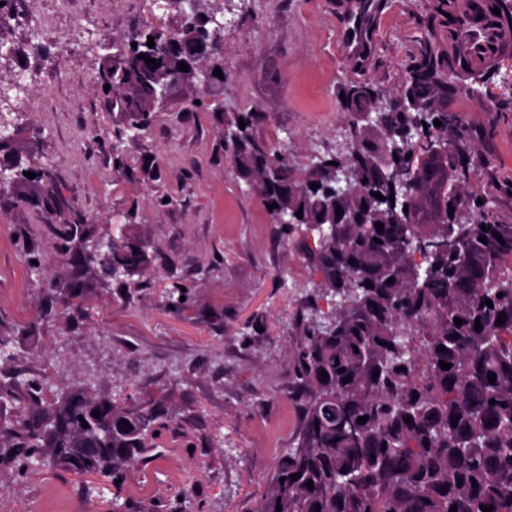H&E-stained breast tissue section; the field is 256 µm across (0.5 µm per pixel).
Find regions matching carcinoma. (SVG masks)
Listing matches in <instances>:
<instances>
[{"mask_svg":"<svg viewBox=\"0 0 512 512\" xmlns=\"http://www.w3.org/2000/svg\"><path fill=\"white\" fill-rule=\"evenodd\" d=\"M200 22L185 13L178 30L137 34L99 59L100 86H110L133 136H144L162 111L161 86L179 82L180 64L197 56ZM443 54L427 36L395 99L365 79L348 84L346 106L356 119L335 147L312 149L301 168L255 137L254 114L224 127L248 189L263 205L278 204L270 211L278 231L313 240L307 253L320 277L304 290L311 307L293 336L302 431L283 449L257 512H450L453 505L512 512V224L489 219L488 195L460 189L471 174L459 152L463 119L432 106L448 90ZM449 168L455 183L444 175ZM0 173V187L29 196L26 176ZM84 243L133 299L132 277L148 271L154 243L126 234ZM18 357L14 333L0 332V364ZM52 385L48 376L0 383V405H12L10 417H0V468L26 476L64 466L110 478L108 512H128L116 480L143 462L176 424V411L161 420L122 382L95 373L47 400L42 392ZM360 416L368 420L361 424Z\"/></svg>","mask_w":512,"mask_h":512,"instance_id":"cac0c4a2","label":"carcinoma"}]
</instances>
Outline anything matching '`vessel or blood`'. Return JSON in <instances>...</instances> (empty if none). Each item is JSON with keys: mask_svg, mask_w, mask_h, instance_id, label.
Returning <instances> with one entry per match:
<instances>
[{"mask_svg": "<svg viewBox=\"0 0 512 512\" xmlns=\"http://www.w3.org/2000/svg\"><path fill=\"white\" fill-rule=\"evenodd\" d=\"M451 59L458 63L482 70L501 57L512 54V24L475 27L470 35L450 41Z\"/></svg>", "mask_w": 512, "mask_h": 512, "instance_id": "b4317fda", "label": "vessel or blood"}]
</instances>
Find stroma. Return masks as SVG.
<instances>
[{
    "label": "stroma",
    "mask_w": 512,
    "mask_h": 512,
    "mask_svg": "<svg viewBox=\"0 0 512 512\" xmlns=\"http://www.w3.org/2000/svg\"><path fill=\"white\" fill-rule=\"evenodd\" d=\"M436 2L198 0L224 25V80L174 84L170 109L139 138L123 135V115L96 79L98 59L104 41L178 29L172 0H17L14 19L0 25L11 47L35 24L47 26V41L66 39L56 63L0 59V79L22 65L32 73L27 102L5 115L7 133L26 146L27 170L55 189L27 201L0 190V330L18 332L21 352L0 381L50 373L68 382L91 361L104 375L119 371L159 414L177 408L193 446L157 439L123 485L131 512L188 485L207 512H255L303 426L291 335L307 310L292 287L307 284L313 264L247 192L224 149L225 123L254 112L256 137L305 164L350 121L348 81L400 94L424 34L448 29ZM197 98L203 107H193ZM436 105L462 115L461 150L481 159L468 185L492 198L493 221L512 224V56L450 82ZM162 194L170 204L156 205ZM65 224L95 239L125 228L155 242L134 300L116 282L90 287ZM180 286L182 304L164 306V291ZM54 495L64 512H104L112 488L87 494L60 467L0 473V512H44Z\"/></svg>",
    "instance_id": "obj_1"
}]
</instances>
